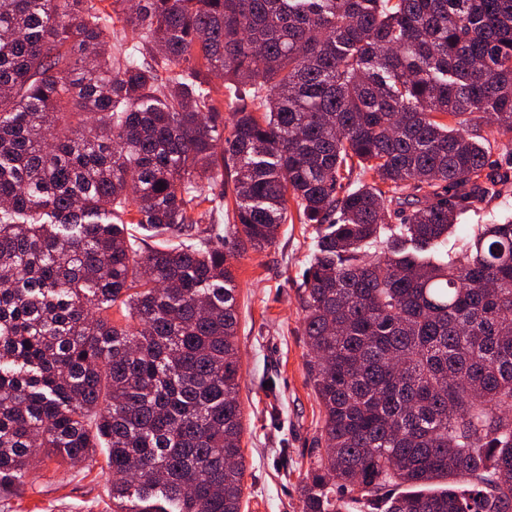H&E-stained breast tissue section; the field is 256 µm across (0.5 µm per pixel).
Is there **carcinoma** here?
Segmentation results:
<instances>
[{
    "label": "carcinoma",
    "mask_w": 512,
    "mask_h": 512,
    "mask_svg": "<svg viewBox=\"0 0 512 512\" xmlns=\"http://www.w3.org/2000/svg\"><path fill=\"white\" fill-rule=\"evenodd\" d=\"M98 2L0 0V484L103 446L112 512H240L231 259L293 201L303 512H512V221L434 257L512 157V0H112L115 53Z\"/></svg>",
    "instance_id": "cac0c4a2"
}]
</instances>
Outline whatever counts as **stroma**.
<instances>
[{
	"instance_id": "obj_1",
	"label": "stroma",
	"mask_w": 512,
	"mask_h": 512,
	"mask_svg": "<svg viewBox=\"0 0 512 512\" xmlns=\"http://www.w3.org/2000/svg\"><path fill=\"white\" fill-rule=\"evenodd\" d=\"M489 171L503 180L502 194L459 215L449 246H457L474 225L512 219V163L492 153ZM313 250L311 228L288 223L273 246L231 261L246 461L241 512H301V484L322 428L299 301ZM111 483L104 454L75 468L42 456L24 483L0 487V512H112Z\"/></svg>"
}]
</instances>
